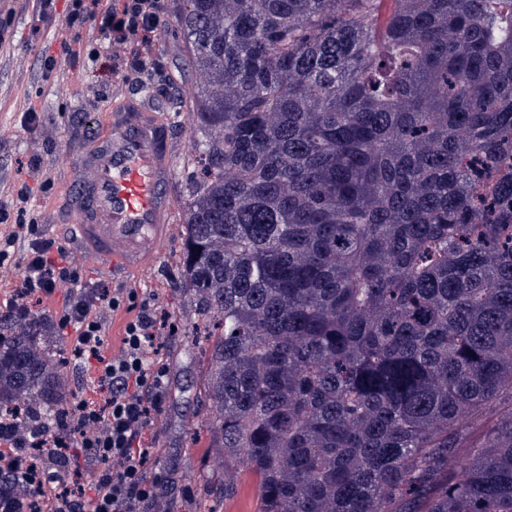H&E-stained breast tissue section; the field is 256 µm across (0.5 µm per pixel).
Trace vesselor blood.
Wrapping results in <instances>:
<instances>
[{
    "instance_id": "b4317fda",
    "label": "vessel or blood",
    "mask_w": 512,
    "mask_h": 512,
    "mask_svg": "<svg viewBox=\"0 0 512 512\" xmlns=\"http://www.w3.org/2000/svg\"><path fill=\"white\" fill-rule=\"evenodd\" d=\"M109 116V133L71 169L70 213L85 252L134 271L158 255L175 217L172 137L147 101L114 103Z\"/></svg>"
}]
</instances>
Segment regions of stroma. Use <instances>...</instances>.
Instances as JSON below:
<instances>
[{
	"label": "stroma",
	"instance_id": "1",
	"mask_svg": "<svg viewBox=\"0 0 512 512\" xmlns=\"http://www.w3.org/2000/svg\"><path fill=\"white\" fill-rule=\"evenodd\" d=\"M0 4L9 6L11 20L10 44L0 50V201L9 198L22 183H35L44 174L51 176V189L36 194L31 201L42 233L65 247L70 262L84 278L110 289L149 292L158 307L176 321L178 334L160 339L170 385L147 438L154 444L158 459L174 465L182 477L179 497L183 505L178 512H193L194 496L211 486L222 468L205 426L203 376L207 364L189 351L192 328L202 319L183 288L181 264L185 233L182 212L192 191L196 154V136L186 109L194 92L195 74L185 63L176 21L167 19L159 36L173 88L147 92L138 83L114 87L107 64L68 51L69 43L88 44L97 34L66 27L64 0H57L56 11L41 20L36 17L34 0H0ZM44 55L55 57L53 72L38 67L36 60ZM125 96L146 100L158 109L177 144L174 195L178 213L157 259L132 274L111 272L74 247L73 227L66 222L74 187L64 177L76 160L77 150L89 147L104 132L113 102ZM29 108L41 117L40 124L33 128L27 126L24 116ZM206 503L213 512H256V476L241 473L233 497L214 494Z\"/></svg>",
	"mask_w": 512,
	"mask_h": 512
}]
</instances>
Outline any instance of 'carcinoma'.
Masks as SVG:
<instances>
[{
	"mask_svg": "<svg viewBox=\"0 0 512 512\" xmlns=\"http://www.w3.org/2000/svg\"><path fill=\"white\" fill-rule=\"evenodd\" d=\"M392 2L177 3L184 289L259 512H512V0ZM46 327H0L23 421L69 401Z\"/></svg>",
	"mask_w": 512,
	"mask_h": 512,
	"instance_id": "obj_1",
	"label": "carcinoma"
}]
</instances>
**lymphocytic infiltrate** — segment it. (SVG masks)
I'll return each mask as SVG.
<instances>
[{
  "label": "lymphocytic infiltrate",
  "instance_id": "lymphocytic-infiltrate-1",
  "mask_svg": "<svg viewBox=\"0 0 512 512\" xmlns=\"http://www.w3.org/2000/svg\"><path fill=\"white\" fill-rule=\"evenodd\" d=\"M169 0H67L65 24L91 25L112 47V75L171 88L162 55L155 50ZM21 184L11 203H0V223L15 234L0 237V266L12 265L18 277L0 303L7 325L34 312L56 289H68L54 323L60 334H73L70 358L90 369L97 399L70 404L54 418V435L42 422L20 424L0 418V512H141L162 494L159 474L149 471L155 450L144 432L168 395V366L157 338L172 329L167 313L151 295L130 288L109 290L83 279L64 248L41 235L28 204L49 189ZM25 251H18L19 239ZM125 310L129 317L118 355L105 353L102 309ZM97 467L86 474L83 463Z\"/></svg>",
  "mask_w": 512,
  "mask_h": 512
}]
</instances>
